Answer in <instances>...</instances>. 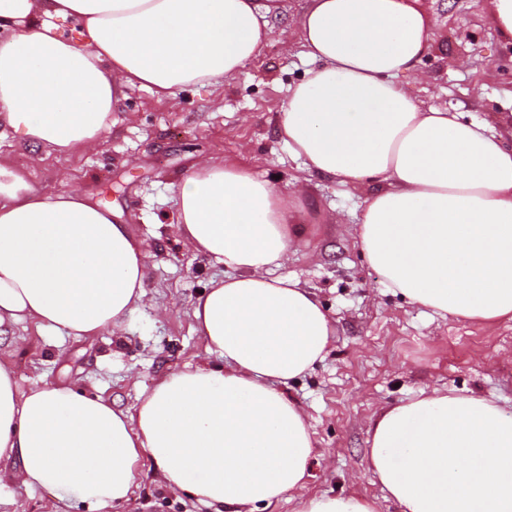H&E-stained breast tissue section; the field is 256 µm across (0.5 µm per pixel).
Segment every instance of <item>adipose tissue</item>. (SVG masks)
<instances>
[{
	"label": "adipose tissue",
	"instance_id": "adipose-tissue-1",
	"mask_svg": "<svg viewBox=\"0 0 512 512\" xmlns=\"http://www.w3.org/2000/svg\"><path fill=\"white\" fill-rule=\"evenodd\" d=\"M278 0H0V127L60 153L98 146L125 89L172 98L234 78L265 47ZM74 20L76 36L60 22ZM314 66L276 132L310 174L367 189L356 243L386 287L449 317L512 320V145L408 87L432 48L430 0H309L295 19ZM305 188L236 159L201 160L178 187L184 245L224 265L193 307L222 367L189 366L134 411L44 384L0 361V487L41 488L96 512L127 502L151 459L165 486L215 512H257L301 492L317 449L283 391L329 351L308 288L275 275L304 240ZM145 254L111 208L49 192L0 163V328L119 333L144 305ZM370 470L400 512H512V414L474 393L384 409Z\"/></svg>",
	"mask_w": 512,
	"mask_h": 512
}]
</instances>
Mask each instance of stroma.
<instances>
[{
    "instance_id": "1",
    "label": "stroma",
    "mask_w": 512,
    "mask_h": 512,
    "mask_svg": "<svg viewBox=\"0 0 512 512\" xmlns=\"http://www.w3.org/2000/svg\"><path fill=\"white\" fill-rule=\"evenodd\" d=\"M307 0H281L282 17L261 54L234 79L191 87L171 100L145 88L127 89L93 150L59 155L31 150L0 131V157L47 191L80 190L129 225L146 254V306L126 319L121 335L95 340L61 337L30 321L0 337V359L13 363L20 389L70 386L134 409L141 393L185 365H217L197 329L192 307L223 265L183 246L176 224L177 189L200 159L237 158L261 178L290 188L301 164L275 132V115L312 62L290 21ZM437 43L413 85L426 104L457 108L468 119L512 113V44L501 41L486 0H434ZM308 178V177H305ZM317 204L309 245L279 268L316 293L336 334L326 357L288 384L304 408L316 443L306 495L357 494L378 512H399L370 472L368 429L376 412L420 390H470L512 412V321L492 327L443 318L382 286L355 244L354 223L366 193L313 176ZM130 502L102 512H211L161 482L149 460ZM0 512H88L64 506L43 489H0Z\"/></svg>"
}]
</instances>
